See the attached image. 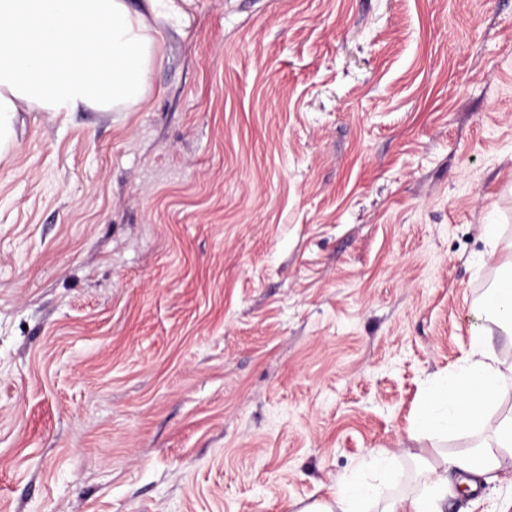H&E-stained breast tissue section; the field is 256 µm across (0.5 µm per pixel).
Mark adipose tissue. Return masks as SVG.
Instances as JSON below:
<instances>
[{"mask_svg":"<svg viewBox=\"0 0 512 512\" xmlns=\"http://www.w3.org/2000/svg\"><path fill=\"white\" fill-rule=\"evenodd\" d=\"M161 0H0V152L9 146L17 112L87 108L125 112L143 100L157 63L156 38L147 22ZM477 315L512 338V279L481 299ZM512 398V364H505L484 334L473 333L463 362L427 393L414 419L417 432L453 433L494 423L495 447L439 456L411 494L380 498L391 477L390 457L373 451L359 472L330 498L300 512H444L448 473L480 480L512 469V412L495 418V404Z\"/></svg>","mask_w":512,"mask_h":512,"instance_id":"obj_1","label":"adipose tissue"}]
</instances>
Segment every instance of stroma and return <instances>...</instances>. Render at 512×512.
<instances>
[{
	"mask_svg": "<svg viewBox=\"0 0 512 512\" xmlns=\"http://www.w3.org/2000/svg\"><path fill=\"white\" fill-rule=\"evenodd\" d=\"M169 7L141 104L0 154V512H299L374 449L411 491L511 270L512 0Z\"/></svg>",
	"mask_w": 512,
	"mask_h": 512,
	"instance_id": "1",
	"label": "stroma"
}]
</instances>
